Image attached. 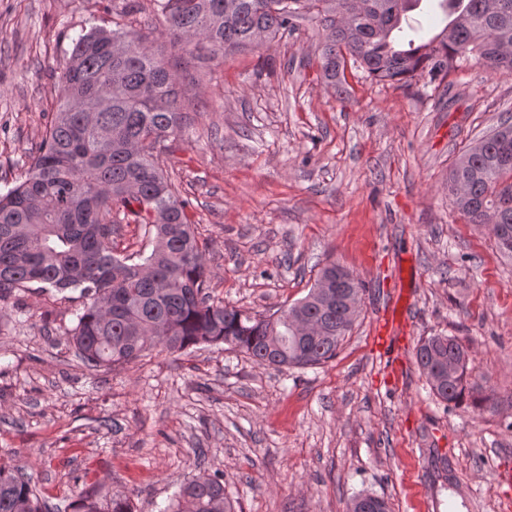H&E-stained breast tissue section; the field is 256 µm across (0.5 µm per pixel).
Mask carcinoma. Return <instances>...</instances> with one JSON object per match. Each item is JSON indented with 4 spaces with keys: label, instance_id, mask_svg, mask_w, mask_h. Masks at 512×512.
Returning a JSON list of instances; mask_svg holds the SVG:
<instances>
[{
    "label": "carcinoma",
    "instance_id": "carcinoma-1",
    "mask_svg": "<svg viewBox=\"0 0 512 512\" xmlns=\"http://www.w3.org/2000/svg\"><path fill=\"white\" fill-rule=\"evenodd\" d=\"M162 34L192 53L196 38L212 57L292 32L314 13L325 40L321 68L337 87L347 58L378 80L436 78L475 57L512 71V0H438L450 21L429 42L399 44L402 21L422 0H152ZM143 8L126 3L115 28L93 27L74 42L60 71L61 93L45 137L18 183L0 193V301L37 284L89 300L71 329L91 370L154 350L182 352L224 343L262 366H317L336 357L353 325L336 302L310 288L276 317L215 302L206 292L204 253L189 202L159 163L164 142L184 135L173 73L141 33ZM512 125L483 135L448 172L453 206L489 227L512 258ZM152 240L148 254L122 259L112 236L128 219ZM416 363L440 401L477 391L471 357L456 336L421 340ZM0 512H51L29 478L0 469ZM169 512H235L215 473L182 486Z\"/></svg>",
    "mask_w": 512,
    "mask_h": 512
}]
</instances>
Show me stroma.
<instances>
[{"instance_id": "obj_1", "label": "stroma", "mask_w": 512, "mask_h": 512, "mask_svg": "<svg viewBox=\"0 0 512 512\" xmlns=\"http://www.w3.org/2000/svg\"><path fill=\"white\" fill-rule=\"evenodd\" d=\"M125 0H0V192L31 162L72 41ZM323 36L172 61L189 133L160 163L205 242L207 291L269 316L338 263L367 288L335 359L263 367L224 344L90 370L67 331L77 293L29 288L0 302V467L57 512L81 495L163 512L199 474L223 473L236 512H347L359 493L392 512H508L512 462V259L448 197L466 146L512 124V73L477 60L436 80L378 82L320 67ZM409 297L405 365L385 380L376 318ZM459 337L478 395L444 405L415 363L421 338Z\"/></svg>"}]
</instances>
